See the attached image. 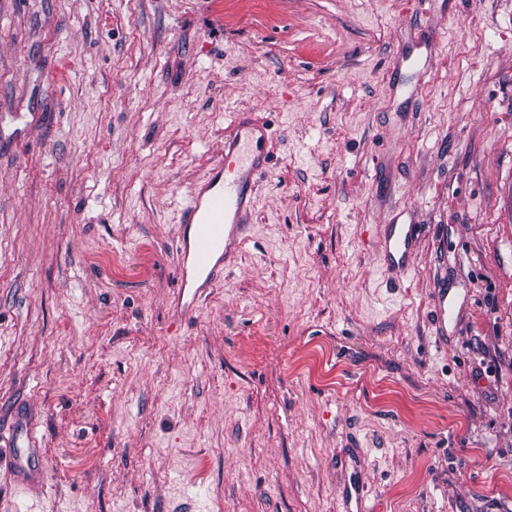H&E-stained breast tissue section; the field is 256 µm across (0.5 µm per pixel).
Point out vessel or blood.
Listing matches in <instances>:
<instances>
[{"label":"vessel or blood","instance_id":"b4317fda","mask_svg":"<svg viewBox=\"0 0 512 512\" xmlns=\"http://www.w3.org/2000/svg\"><path fill=\"white\" fill-rule=\"evenodd\" d=\"M271 138L268 125L248 114H236L224 134L219 161L187 195L180 213L177 288L189 294L191 304H198L216 286L244 243L255 205L256 177L268 162ZM416 244L413 225H388L386 267L408 271Z\"/></svg>","mask_w":512,"mask_h":512}]
</instances>
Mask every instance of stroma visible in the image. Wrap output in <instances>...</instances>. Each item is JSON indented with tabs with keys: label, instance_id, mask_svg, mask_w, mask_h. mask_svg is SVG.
I'll return each mask as SVG.
<instances>
[{
	"label": "stroma",
	"instance_id": "stroma-1",
	"mask_svg": "<svg viewBox=\"0 0 512 512\" xmlns=\"http://www.w3.org/2000/svg\"><path fill=\"white\" fill-rule=\"evenodd\" d=\"M239 111L270 165L186 315L180 210ZM353 480L512 512V0H0V512H345ZM416 244L417 236L413 224L388 225L383 249L386 268L407 272Z\"/></svg>",
	"mask_w": 512,
	"mask_h": 512
}]
</instances>
